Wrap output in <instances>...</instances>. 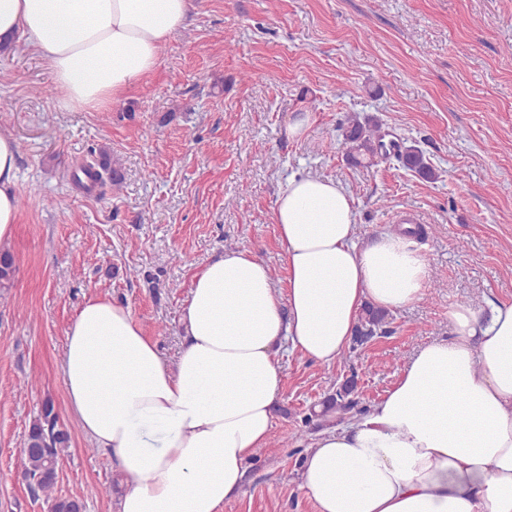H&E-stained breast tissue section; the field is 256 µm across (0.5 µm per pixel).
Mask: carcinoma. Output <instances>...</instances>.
<instances>
[{"label":"carcinoma","instance_id":"carcinoma-1","mask_svg":"<svg viewBox=\"0 0 512 512\" xmlns=\"http://www.w3.org/2000/svg\"><path fill=\"white\" fill-rule=\"evenodd\" d=\"M347 146L346 159L353 166H365L378 156L389 153L397 155L404 166L422 177H435L432 166L423 152L416 147H404L395 140L385 141L377 124L362 123L358 120L350 123L343 131ZM99 165L101 171L95 173L96 179L113 186L121 183L117 169L112 167L108 152L101 153ZM16 271L11 252L0 251V288H7L12 283ZM388 313L370 305L364 307L358 319L353 338V346L358 347L376 336L388 333ZM357 380L350 376L343 380L336 390L321 403V409L310 410L302 422L306 425L315 420L327 424L335 423L337 418H357L364 414L358 408L355 398ZM70 441L69 434L62 427L54 403L44 401L40 415L32 421L24 439L21 452V474L27 489L34 498H45L50 512H79L83 504L76 498L55 495L59 456Z\"/></svg>","mask_w":512,"mask_h":512}]
</instances>
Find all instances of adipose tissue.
Wrapping results in <instances>:
<instances>
[{"label":"adipose tissue","mask_w":512,"mask_h":512,"mask_svg":"<svg viewBox=\"0 0 512 512\" xmlns=\"http://www.w3.org/2000/svg\"><path fill=\"white\" fill-rule=\"evenodd\" d=\"M189 0H0V51L49 67L61 110L99 112L154 70ZM18 148L0 132V243L18 221ZM273 221L285 288L247 251L196 275L185 344L165 361L128 308L88 299L70 324L67 408L126 482L116 512H223L267 447L284 391L281 353L330 364L365 305L421 299L426 258L409 237H357L352 196L297 171ZM452 336L418 349L362 418L320 429L301 464L318 512H512V301L451 307Z\"/></svg>","instance_id":"1"}]
</instances>
